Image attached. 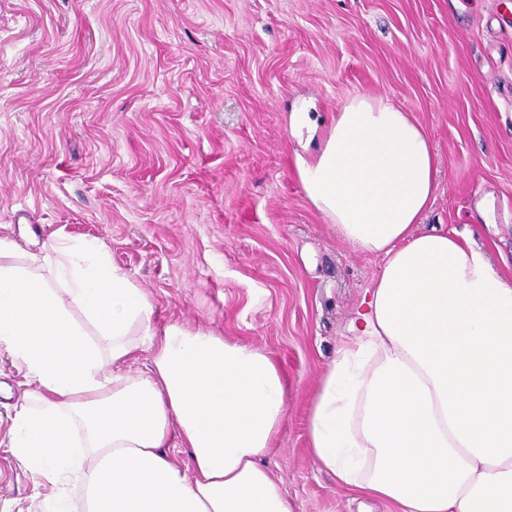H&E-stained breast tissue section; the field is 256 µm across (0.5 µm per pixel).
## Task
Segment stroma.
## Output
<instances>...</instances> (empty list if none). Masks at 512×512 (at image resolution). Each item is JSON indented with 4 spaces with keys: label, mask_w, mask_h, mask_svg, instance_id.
I'll list each match as a JSON object with an SVG mask.
<instances>
[{
    "label": "stroma",
    "mask_w": 512,
    "mask_h": 512,
    "mask_svg": "<svg viewBox=\"0 0 512 512\" xmlns=\"http://www.w3.org/2000/svg\"><path fill=\"white\" fill-rule=\"evenodd\" d=\"M359 93L431 135L425 227L472 231L511 274L512 0H0V237L97 240L160 321L271 352L289 393L270 470L298 512H393L306 445L382 260L308 202L290 116ZM24 389L0 352V512H46L51 490L6 446Z\"/></svg>",
    "instance_id": "1"
}]
</instances>
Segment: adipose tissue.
Masks as SVG:
<instances>
[{
	"instance_id": "ef3b65f1",
	"label": "adipose tissue",
	"mask_w": 512,
	"mask_h": 512,
	"mask_svg": "<svg viewBox=\"0 0 512 512\" xmlns=\"http://www.w3.org/2000/svg\"><path fill=\"white\" fill-rule=\"evenodd\" d=\"M290 125L318 142L295 158L311 206L383 261L312 395L315 464L395 512H512V278L472 236L419 231L439 190L429 132L364 93L327 127L305 111ZM154 314L96 241L27 253L0 237V351L27 384L11 454L50 483L56 512L72 482L86 512H295L265 464L287 413L275 359ZM145 348L148 374L124 372Z\"/></svg>"
}]
</instances>
